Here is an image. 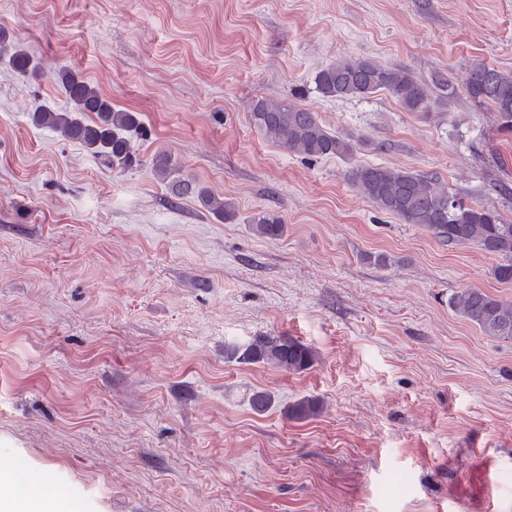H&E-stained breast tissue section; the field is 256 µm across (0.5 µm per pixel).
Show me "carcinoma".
<instances>
[{"label": "carcinoma", "mask_w": 512, "mask_h": 512, "mask_svg": "<svg viewBox=\"0 0 512 512\" xmlns=\"http://www.w3.org/2000/svg\"><path fill=\"white\" fill-rule=\"evenodd\" d=\"M0 60L23 76L39 75L37 58L16 45L0 29ZM66 107L43 105L31 115L37 126L49 128L69 142L78 143L114 169L138 164L131 141L142 122L135 112L119 111L90 80L72 68L54 74ZM314 83L320 94L330 98L363 97L388 92L407 112L428 113L432 109L429 88L404 67L381 65L359 57L341 58L323 66ZM478 107L497 112L501 129L512 131V73L484 64L469 69L465 84ZM252 124L269 140L290 153L306 158L340 157L353 152L350 140L328 132L315 113L305 108L259 99L252 104ZM152 171L176 199L192 197L208 212L227 220L233 216L228 204L192 179L181 176L174 157L165 150L155 152ZM349 182L379 210L413 224L450 247L476 244L497 256L493 270L501 282L512 281V222L495 208L469 204L435 173H416L398 168L357 166L347 175ZM253 231L265 237L283 232L281 219L262 210L251 219ZM450 304L487 336L512 342V300L496 299L479 288H465L450 298ZM224 356L239 363L271 364L288 372H299L314 364L315 351L288 336L262 337L248 343H230ZM258 414L273 405L272 395L257 390L249 398ZM322 409L316 398H303L291 405L287 415L306 419Z\"/></svg>", "instance_id": "cac0c4a2"}]
</instances>
